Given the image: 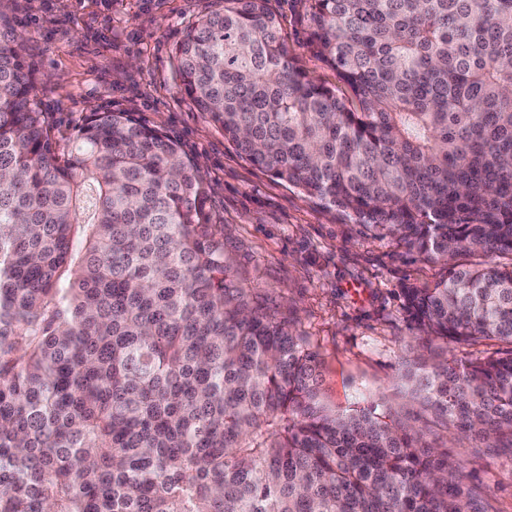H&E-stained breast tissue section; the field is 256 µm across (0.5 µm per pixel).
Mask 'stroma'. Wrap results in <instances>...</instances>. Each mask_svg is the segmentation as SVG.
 Wrapping results in <instances>:
<instances>
[{
  "label": "stroma",
  "instance_id": "35a3bbf8",
  "mask_svg": "<svg viewBox=\"0 0 512 512\" xmlns=\"http://www.w3.org/2000/svg\"><path fill=\"white\" fill-rule=\"evenodd\" d=\"M220 0H17L14 28L37 71V95L59 146L92 111L127 112L159 127L203 174L204 212L244 287L290 318L321 362L329 410L376 395L400 408L396 368L412 342L403 284L431 285L442 265L380 238L355 217L321 205L241 158L223 130L179 91L172 48ZM299 64L337 93L317 54L303 0H269ZM448 453L497 512H512V460L455 427H437Z\"/></svg>",
  "mask_w": 512,
  "mask_h": 512
}]
</instances>
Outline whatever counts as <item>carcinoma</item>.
Wrapping results in <instances>:
<instances>
[{
  "label": "carcinoma",
  "instance_id": "carcinoma-1",
  "mask_svg": "<svg viewBox=\"0 0 512 512\" xmlns=\"http://www.w3.org/2000/svg\"><path fill=\"white\" fill-rule=\"evenodd\" d=\"M305 2L349 96L268 0L183 31L180 90L242 158L444 266L401 288L420 413L326 411L315 352L203 220L197 165L126 112L59 148L0 11V512H496L421 413L512 458V0ZM448 340L511 349L450 363ZM268 7L279 16L288 48L291 54L297 58L299 64L320 82L336 87L338 94L348 95V90L336 71L322 60L311 42V29L305 2L270 0Z\"/></svg>",
  "mask_w": 512,
  "mask_h": 512
}]
</instances>
